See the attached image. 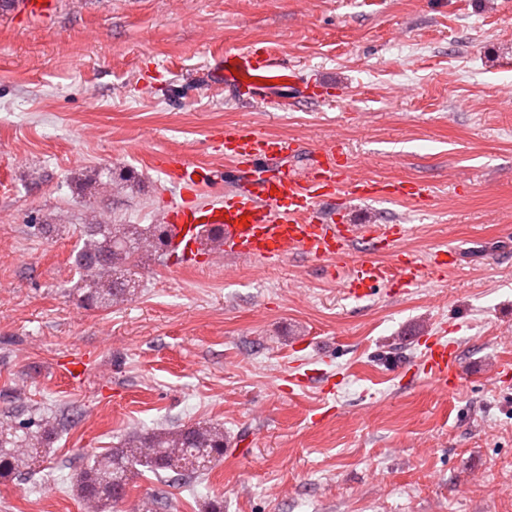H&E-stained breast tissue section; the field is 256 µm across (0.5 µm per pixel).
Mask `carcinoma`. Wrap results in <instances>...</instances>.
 Masks as SVG:
<instances>
[{
	"label": "carcinoma",
	"instance_id": "1",
	"mask_svg": "<svg viewBox=\"0 0 512 512\" xmlns=\"http://www.w3.org/2000/svg\"><path fill=\"white\" fill-rule=\"evenodd\" d=\"M111 171H99L83 183L94 197L112 191ZM165 224H113L93 219L83 225L74 253L80 301L88 308L107 309L134 294L136 270L150 256L167 249ZM52 417L0 420V478L32 470L42 448L58 431ZM224 455V430L212 425L183 426L134 433L106 453L92 456L72 475V483L92 512H105L116 495L127 490L132 470L142 466L172 472L188 481L202 477Z\"/></svg>",
	"mask_w": 512,
	"mask_h": 512
}]
</instances>
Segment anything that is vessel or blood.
<instances>
[{
  "instance_id": "1",
  "label": "vessel or blood",
  "mask_w": 512,
  "mask_h": 512,
  "mask_svg": "<svg viewBox=\"0 0 512 512\" xmlns=\"http://www.w3.org/2000/svg\"><path fill=\"white\" fill-rule=\"evenodd\" d=\"M210 75L233 91L263 102L268 101L274 88L297 90L302 85L296 69L272 59L261 48L225 54ZM294 151L291 140L265 135L246 125L225 127V155L235 163L246 164L248 170L239 186L223 200L204 205L197 202L196 192L208 179V171L171 155L162 158L165 172L181 187L179 202L170 206L164 220L171 228V245L179 250L182 263L190 266L200 261L202 232L208 225L220 224L228 255L278 260L300 252L339 265L353 260L344 289L356 298L367 296L392 277L403 287H416L424 266L399 248L410 233L407 225L331 224L319 208L325 198L334 195L417 202L427 196V186L414 181L351 178L348 162L334 144L317 150L306 176L277 168V161ZM357 243L365 244L366 252L353 254ZM377 251L390 255L393 269H386L374 259ZM424 358L435 389L445 391L460 383V356L454 343L431 336Z\"/></svg>"
}]
</instances>
